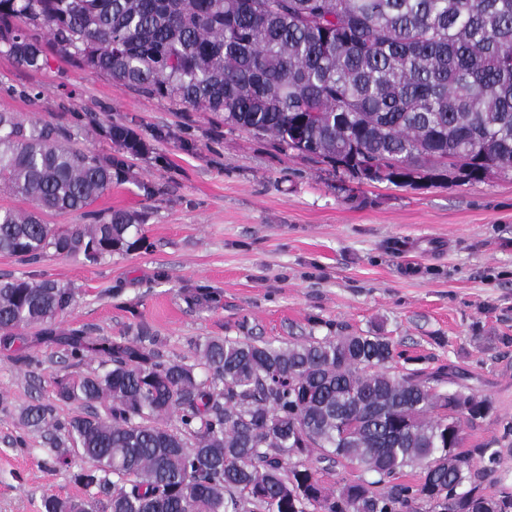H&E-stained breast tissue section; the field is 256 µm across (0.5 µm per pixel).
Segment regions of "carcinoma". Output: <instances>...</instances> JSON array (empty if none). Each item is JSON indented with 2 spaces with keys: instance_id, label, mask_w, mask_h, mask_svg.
Returning <instances> with one entry per match:
<instances>
[{
  "instance_id": "obj_1",
  "label": "carcinoma",
  "mask_w": 512,
  "mask_h": 512,
  "mask_svg": "<svg viewBox=\"0 0 512 512\" xmlns=\"http://www.w3.org/2000/svg\"><path fill=\"white\" fill-rule=\"evenodd\" d=\"M31 28L93 73L267 135L340 164L390 168L384 180H484L512 170V0H0V53L30 70L48 64ZM112 142L143 144L113 123ZM112 164L58 140L54 127L0 113V190L32 202L0 207V253L96 260L125 244L132 224L90 212L61 227L44 216L91 207ZM71 289L45 279L0 280V346L20 332L64 346L73 366L57 400L104 414L66 421L50 403L20 424L43 433L106 512H512V485L485 484L512 449L499 438L463 449L465 428L491 401L453 377L387 367L386 336H312L286 347L249 338L193 344L194 362L166 359L146 337L58 334ZM369 478L327 490L312 456ZM419 470L415 482L403 480ZM94 499H43L44 512H93Z\"/></svg>"
}]
</instances>
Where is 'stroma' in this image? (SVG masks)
<instances>
[{"mask_svg":"<svg viewBox=\"0 0 512 512\" xmlns=\"http://www.w3.org/2000/svg\"><path fill=\"white\" fill-rule=\"evenodd\" d=\"M47 46L33 71L0 53V112L59 130L61 141L112 162L94 203L121 211L131 241L98 261L0 253V279H50L74 300L59 332L117 341L147 334L169 358L191 343L249 337L275 346L308 337H391L429 371L452 367L494 413L465 444L512 419V172L477 183L397 186L343 170L91 73ZM132 128V155L102 133ZM25 330L0 348V512H43L48 495L85 497L18 413L42 401L59 419L54 380L73 374L61 346Z\"/></svg>","mask_w":512,"mask_h":512,"instance_id":"35a3bbf8","label":"stroma"}]
</instances>
